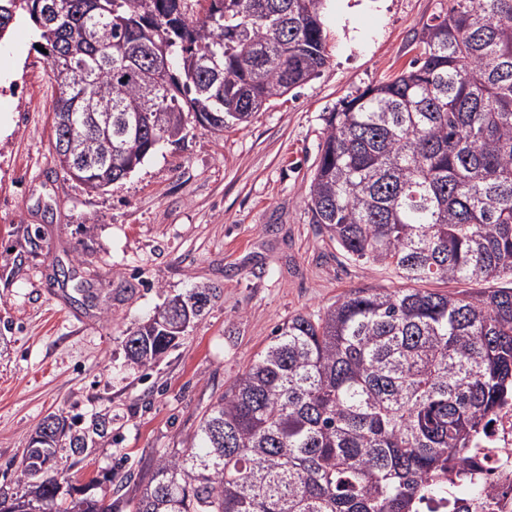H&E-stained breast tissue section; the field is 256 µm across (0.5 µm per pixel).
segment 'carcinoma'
<instances>
[{
	"mask_svg": "<svg viewBox=\"0 0 512 512\" xmlns=\"http://www.w3.org/2000/svg\"><path fill=\"white\" fill-rule=\"evenodd\" d=\"M326 0H0V40L26 15L57 83L54 151L97 192L188 118L242 126L328 62ZM307 204L346 255L400 288H356L298 314L157 458L129 512H415L512 393V0H448L410 67L328 114ZM507 281L438 293L431 281ZM212 288L159 308L125 342L149 366ZM30 445L21 495L69 509Z\"/></svg>",
	"mask_w": 512,
	"mask_h": 512,
	"instance_id": "1",
	"label": "carcinoma"
}]
</instances>
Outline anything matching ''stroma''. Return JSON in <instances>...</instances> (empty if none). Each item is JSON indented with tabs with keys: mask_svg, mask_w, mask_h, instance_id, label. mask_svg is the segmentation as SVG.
<instances>
[{
	"mask_svg": "<svg viewBox=\"0 0 512 512\" xmlns=\"http://www.w3.org/2000/svg\"><path fill=\"white\" fill-rule=\"evenodd\" d=\"M441 3L327 0L317 77L244 128L189 123L184 141L98 192L57 164L58 87L30 22L15 25L0 43V492H17L31 435L60 412L81 431L106 424L85 452L59 450L62 487L138 496L279 325L355 288L399 287L329 242L305 189L328 113L408 68ZM197 285L217 290L200 320L155 364L130 363V331Z\"/></svg>",
	"mask_w": 512,
	"mask_h": 512,
	"instance_id": "35a3bbf8",
	"label": "stroma"
}]
</instances>
